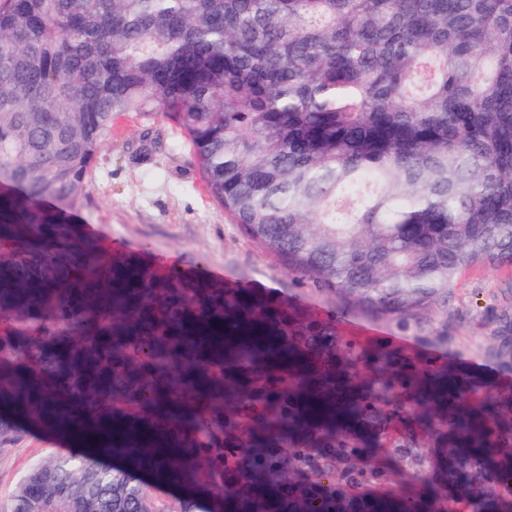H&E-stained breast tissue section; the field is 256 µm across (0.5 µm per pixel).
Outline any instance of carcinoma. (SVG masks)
Returning a JSON list of instances; mask_svg holds the SVG:
<instances>
[{
  "label": "carcinoma",
  "mask_w": 512,
  "mask_h": 512,
  "mask_svg": "<svg viewBox=\"0 0 512 512\" xmlns=\"http://www.w3.org/2000/svg\"><path fill=\"white\" fill-rule=\"evenodd\" d=\"M128 114L175 120L247 237L367 306L404 319L512 263V0H0V445L94 449L35 465L11 512H512L511 390L68 221ZM482 325L512 372V290ZM411 418L429 479L355 467L369 437L412 457ZM196 465L148 500L144 471Z\"/></svg>",
  "instance_id": "obj_1"
}]
</instances>
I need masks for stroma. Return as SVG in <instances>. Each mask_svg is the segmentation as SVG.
I'll return each instance as SVG.
<instances>
[{
	"instance_id": "obj_1",
	"label": "stroma",
	"mask_w": 512,
	"mask_h": 512,
	"mask_svg": "<svg viewBox=\"0 0 512 512\" xmlns=\"http://www.w3.org/2000/svg\"><path fill=\"white\" fill-rule=\"evenodd\" d=\"M88 189L72 222L108 251H144L156 271H210L212 279L274 292L308 313L332 318L341 335L366 349L395 348L423 364L454 363L512 388L484 356L487 332L480 312L498 289L512 285V266L463 272L452 306L462 323L455 342L442 336L441 306L414 313L407 324L360 307L309 278L289 275L279 258L247 238L208 194L182 128L159 116L120 120L87 177ZM73 441L47 429L22 428L0 452V512H10L27 472L56 455L75 453Z\"/></svg>"
}]
</instances>
